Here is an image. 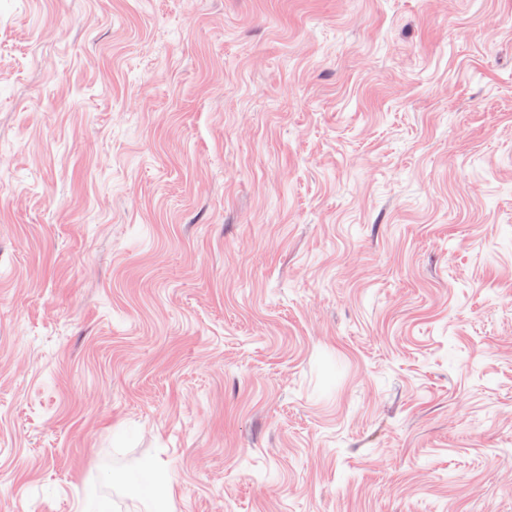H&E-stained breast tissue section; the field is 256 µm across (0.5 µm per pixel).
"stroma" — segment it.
Here are the masks:
<instances>
[{"mask_svg": "<svg viewBox=\"0 0 512 512\" xmlns=\"http://www.w3.org/2000/svg\"><path fill=\"white\" fill-rule=\"evenodd\" d=\"M139 497L512 512V0H0V512Z\"/></svg>", "mask_w": 512, "mask_h": 512, "instance_id": "1", "label": "stroma"}]
</instances>
